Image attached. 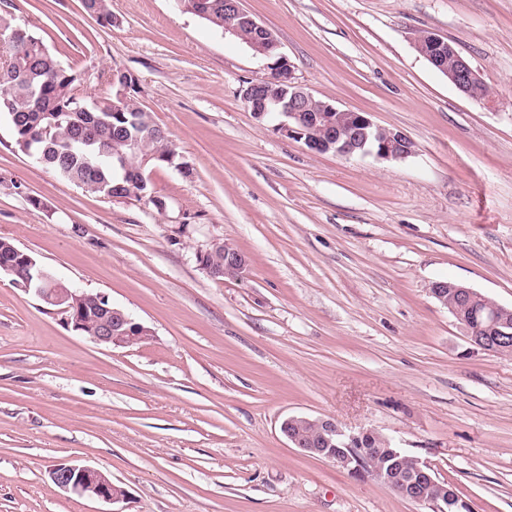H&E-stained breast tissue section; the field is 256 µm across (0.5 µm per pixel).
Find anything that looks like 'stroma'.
<instances>
[{
    "label": "stroma",
    "instance_id": "stroma-1",
    "mask_svg": "<svg viewBox=\"0 0 512 512\" xmlns=\"http://www.w3.org/2000/svg\"><path fill=\"white\" fill-rule=\"evenodd\" d=\"M0 0L112 94L116 70L175 150L150 198L85 192L15 149L0 118V238L53 278L150 329L98 345L0 275V512H104L49 476L82 458L128 496L117 512H429L291 447V416L368 428L469 501L512 512V356L473 344L429 292L451 280L512 308V0H243L296 81L415 144L342 157L254 118L266 62L171 0ZM478 72L470 98L414 41ZM249 258L212 279L213 242ZM217 252H224V256L217 255V258L215 257V262L216 259L223 260L224 267H217L212 263H204L205 256H211ZM198 259L202 269L214 279H219L220 276H224L220 277L221 279L226 277L235 279L242 278L246 274L249 266V260L246 255L240 252L232 244L225 241L212 244L208 250L200 252Z\"/></svg>",
    "mask_w": 512,
    "mask_h": 512
}]
</instances>
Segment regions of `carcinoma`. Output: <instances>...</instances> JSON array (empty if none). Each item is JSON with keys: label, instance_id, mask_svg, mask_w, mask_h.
Segmentation results:
<instances>
[{"label": "carcinoma", "instance_id": "carcinoma-1", "mask_svg": "<svg viewBox=\"0 0 512 512\" xmlns=\"http://www.w3.org/2000/svg\"><path fill=\"white\" fill-rule=\"evenodd\" d=\"M0 59V115L12 129L18 150L32 144L42 154L45 167L60 178L93 194L102 187H119L125 197H140L148 188L139 184V158L131 159L128 174L103 166L95 159L114 149L127 150L125 141L137 137L142 148L155 153L154 166L169 164L173 154L168 137L159 135L149 113L129 96L124 111H112V99L88 104L74 90L82 84L81 73L64 67L43 40L32 31L27 39L4 50ZM0 263L15 269L13 279H24L27 263L15 245L0 241Z\"/></svg>", "mask_w": 512, "mask_h": 512}]
</instances>
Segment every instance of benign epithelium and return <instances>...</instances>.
Instances as JSON below:
<instances>
[{
    "label": "benign epithelium",
    "mask_w": 512,
    "mask_h": 512,
    "mask_svg": "<svg viewBox=\"0 0 512 512\" xmlns=\"http://www.w3.org/2000/svg\"><path fill=\"white\" fill-rule=\"evenodd\" d=\"M182 10L207 17L212 4L209 0H173ZM242 0H224V15L229 20L224 23V33L242 36L249 32L247 42L260 58L276 57L267 64L272 76H262L246 82L239 95L254 117L260 121L273 123V129L289 138L299 140L318 153L332 152L344 157L372 156L378 160H401L415 153L414 142L402 131L383 128L373 122L368 112H355L340 109L328 102H319L316 110L308 108L314 94L295 81L293 67L281 52V47L270 28L257 21L241 7ZM416 49L434 67L439 69L466 96H472L474 88L483 85L477 72L461 56L457 49L444 38L425 32L415 40ZM112 111L123 110L128 101V77L116 71L112 75ZM218 252L224 253V265L204 263V258ZM199 264L206 273L217 279L243 277L249 266L245 254L228 242H216L200 253ZM37 278L45 279L42 287L30 288L31 276H26L19 287L33 292L44 304L54 305L55 310L64 315L67 323L78 332H85L89 339L99 345L125 347L142 342L150 336V330L137 322L125 310L115 307L102 295L94 302H87L88 296L76 289L68 290L61 283L37 269ZM459 299L472 303H488L489 314L485 321L488 335L481 338L472 335L470 340L484 349L497 345L508 332L507 315L512 312L496 302L488 300L482 293L466 286L458 287ZM307 422L316 430L313 438L298 435L292 427L299 421ZM281 431L288 441L302 452L315 456L326 455V459L355 474L368 473L384 484L393 487L397 477L375 464L372 457H380L391 451L390 439H383L384 447L366 448L363 438L367 431L346 432L333 419H309L296 416L285 419ZM397 456L411 461L405 485L416 487L425 485L429 498H414V501L427 506L431 512H448L454 506L458 509L469 507L465 501L455 502L448 498L447 482L437 478L431 464L400 451ZM53 483L59 488L80 496L115 504L127 497V491L112 483L103 471L86 464L79 458H71L56 465L50 472Z\"/></svg>",
    "instance_id": "1"
}]
</instances>
